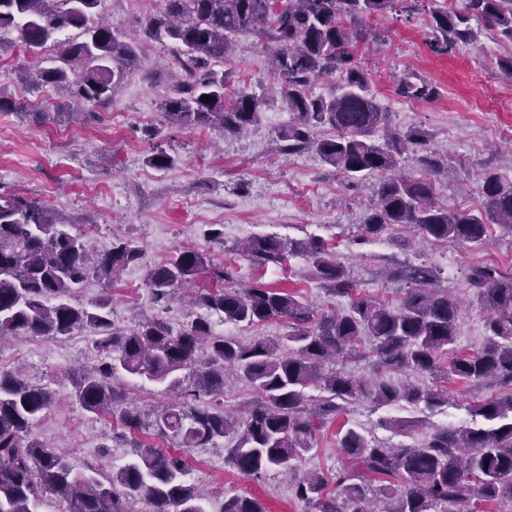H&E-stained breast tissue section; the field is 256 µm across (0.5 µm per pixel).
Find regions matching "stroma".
<instances>
[{
    "mask_svg": "<svg viewBox=\"0 0 512 512\" xmlns=\"http://www.w3.org/2000/svg\"><path fill=\"white\" fill-rule=\"evenodd\" d=\"M164 8L165 0H100L95 20L135 37L140 64L99 105L29 84L26 72L50 59L53 45L29 51L17 32L0 31V98L25 107L21 113L0 111V194L47 206L59 222L86 235L98 248L126 237L142 252L141 260L126 267L117 280H89L79 300L108 297L112 320L120 327L159 316L180 328L194 318L195 309L179 300L155 302L146 281L152 266L180 248L193 247L230 267L232 287L261 280L290 289L313 310H343L347 300L328 297L308 277L305 257H290L281 268L261 267L236 250L257 233L315 236L350 270L362 295L394 308L404 290L384 278L388 261L440 269L443 283L466 304L456 351L478 349L486 334L485 313L467 272L483 264L512 272V233L494 224L484 244L432 245L392 226L380 237L362 239L359 225L376 176L350 187L314 150L291 154L277 149V136L293 115L276 101L242 136L170 127L161 102L174 82L175 47L143 33L147 20ZM428 21L424 11L409 21L396 14L371 19L378 37L361 45L358 53L390 128H425L431 149L453 168V178L436 183V203L477 212L484 202L477 179L485 167L512 179V75L498 67L500 59L512 55V44L477 25L470 45L438 55L429 48L433 31ZM233 43L234 53L225 66L234 74V89L262 92L270 82L263 41L241 32ZM409 73L435 86L436 96L400 97L397 86ZM154 145L174 158L173 167L158 170L147 164ZM210 224L221 225L223 243L205 237ZM94 340L92 330L82 328L58 340L0 342V357H8L10 365H24L34 382L53 393L51 410L33 428L39 442L62 449L76 467L91 462L107 474L131 457L134 442L150 441L151 436L145 430L125 429L118 416L87 413L74 400L66 373L95 364ZM118 383L129 402L148 410L177 399L175 390L126 374ZM445 387L444 405L381 407L357 400L347 405L341 418L379 440L420 444L429 427L447 425L449 414L466 413L470 405L500 392L496 386L477 387L455 379ZM231 445L227 439L187 453L188 476L207 492L208 512H220L225 498L233 495L257 497L268 512H311L310 505L293 496L285 477L271 473L256 479L232 467L226 460Z\"/></svg>",
    "mask_w": 512,
    "mask_h": 512,
    "instance_id": "obj_1",
    "label": "stroma"
}]
</instances>
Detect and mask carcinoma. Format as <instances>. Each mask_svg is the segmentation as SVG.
<instances>
[{
	"label": "carcinoma",
	"instance_id": "obj_1",
	"mask_svg": "<svg viewBox=\"0 0 512 512\" xmlns=\"http://www.w3.org/2000/svg\"><path fill=\"white\" fill-rule=\"evenodd\" d=\"M99 0H0V30L14 29L30 50L57 47L49 65L32 79L67 91L87 103L106 101L127 69L140 64L134 41L114 27L90 24ZM165 11L151 17L144 34L172 41L173 65L181 80L162 101L165 121L179 128L246 132L259 122L269 95L234 92L230 74L214 68L229 58L232 36L252 31L273 47L272 88L294 114L279 134L288 152L313 149L353 184L379 175L375 200L360 228L378 237L392 225L412 229L428 241L484 243L489 226L512 233V181L487 168L481 178L484 212L449 211L438 206L435 178L443 167L420 127L394 131L378 144L373 137L387 125L357 57L360 43L375 37L373 17L397 10L406 0H165ZM484 24L512 43V0H465L461 11L430 10L435 40L432 51L447 55L471 42V21ZM340 80L336 95H316L312 87L325 76ZM407 99H431L436 88L405 77L398 85ZM209 100H202L203 96ZM328 127L333 134L318 138ZM415 151L420 175L396 173L397 157ZM147 163L159 170L175 159L158 145ZM245 252L261 265H279L304 255L312 277L332 297L349 299L342 312L317 314L288 290L256 281L247 288H196L192 304L202 310L179 330L161 317L128 329L112 322L110 300L75 305L72 296L89 276L114 279L140 260L133 242L114 238L109 248L93 250L84 236L57 222L42 205L16 195H0V340L45 336L52 339L90 327L98 364L73 378L74 396L93 414L119 412L130 429L143 426L139 411L125 406L116 383L123 371L178 391L177 401L157 413L158 434L172 436L178 447L206 448L235 439L228 461L241 473L269 471L292 479L295 498L315 512H475L470 501L512 502V274L495 265L469 269L468 281L486 311V341L473 354L441 356L455 347L461 315L459 301L440 287L441 273L427 264L403 263L388 272L407 285L401 306L391 309L361 296L348 270L315 238L284 239L256 234ZM230 279L226 267H214L207 254L182 248L152 267L147 287L158 301L195 284L200 275ZM249 326L288 320L281 336H259L242 343L215 331L212 317ZM369 342L370 352L387 370L405 369L437 380L493 381L504 392L472 405V424L436 427L424 443L376 440L357 427H340L343 460L336 470L301 472L320 428L337 418L345 405L369 398L378 406L405 402L438 406L444 394L390 381L368 383L343 370H325L329 362ZM257 394L245 416L224 412L228 375ZM322 395L311 399L305 389ZM52 406V394L23 374L0 370V512H34L46 494L61 497L69 512H132L138 497L152 512H207V499L187 480L185 459L141 444L106 481L93 465L75 470L68 457L43 446L33 425ZM377 483L379 506L366 498ZM223 512H266L258 501L224 498Z\"/></svg>",
	"mask_w": 512,
	"mask_h": 512
}]
</instances>
